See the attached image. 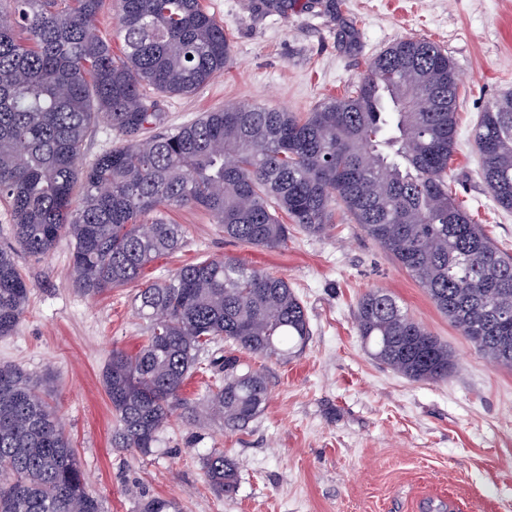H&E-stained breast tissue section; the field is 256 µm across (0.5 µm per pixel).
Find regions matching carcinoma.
<instances>
[{"label":"carcinoma","instance_id":"cac0c4a2","mask_svg":"<svg viewBox=\"0 0 512 512\" xmlns=\"http://www.w3.org/2000/svg\"><path fill=\"white\" fill-rule=\"evenodd\" d=\"M103 0H0V203L16 246L0 247V337L18 328L31 288L16 250L46 256L67 236L70 283L94 298L139 282L182 248L166 212L207 211L224 237L265 250L288 225L320 234L336 208L387 251L458 332L512 368V255L448 192L456 146L458 74L427 39L400 40L372 58L340 97L310 112L227 104L190 124L163 126L160 95L188 94L224 72L232 46L201 0H117L121 54L93 20ZM119 139L84 167L96 123ZM473 139L494 204L512 212V93L482 112ZM146 336L115 349L101 382L116 420L112 447L148 454L182 405L200 354L217 338L286 358L310 327L288 282L234 257L179 268L135 295ZM356 327L377 360L413 381H440L452 353L389 294L359 300ZM48 376L0 362V512H104L84 482ZM263 376L224 358L209 414L242 429L265 409ZM219 495L234 464L203 461ZM140 512L172 503L140 497Z\"/></svg>","mask_w":512,"mask_h":512}]
</instances>
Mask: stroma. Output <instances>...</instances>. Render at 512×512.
I'll return each mask as SVG.
<instances>
[{
	"label": "stroma",
	"mask_w": 512,
	"mask_h": 512,
	"mask_svg": "<svg viewBox=\"0 0 512 512\" xmlns=\"http://www.w3.org/2000/svg\"><path fill=\"white\" fill-rule=\"evenodd\" d=\"M203 0L228 33L224 73L192 93L160 97L165 125L181 126L231 102L311 111L342 95L369 58L408 38L438 44L459 74L456 150L448 183L456 200L502 250L512 253V212L491 203L480 178L473 129L484 109L512 91V0ZM184 225L182 249L146 268L155 280L207 258L235 257L288 281L311 336L285 360L234 353L217 339L200 356L183 396L201 410L218 360L237 354L260 372L269 400L248 427L203 414L175 417L156 448L110 445L115 420L101 384L113 349L136 351L146 324L136 285L96 298L69 283L73 245L19 254L31 286L27 311L0 338V361L50 374L54 403L89 491L106 512H139L138 494L177 512H512V369L460 336L423 288L347 218L321 235L293 229L266 251L225 239L198 208L169 211ZM380 288L454 354L447 380L412 381L374 359L356 329L359 298ZM221 452L238 485L218 496L202 461Z\"/></svg>",
	"instance_id": "stroma-1"
}]
</instances>
